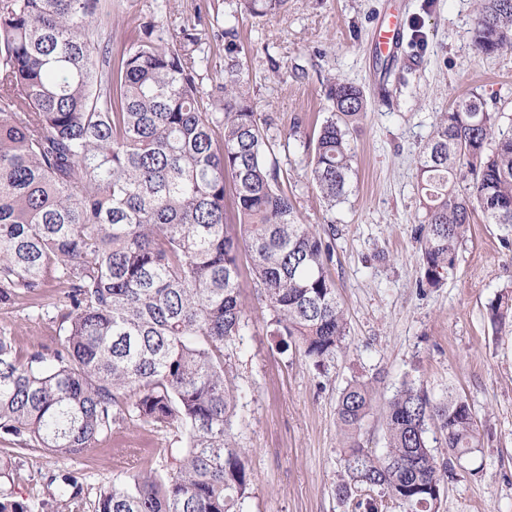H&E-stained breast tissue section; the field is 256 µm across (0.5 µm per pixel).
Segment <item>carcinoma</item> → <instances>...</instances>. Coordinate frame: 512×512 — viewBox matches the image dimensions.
<instances>
[{
  "instance_id": "carcinoma-1",
  "label": "carcinoma",
  "mask_w": 512,
  "mask_h": 512,
  "mask_svg": "<svg viewBox=\"0 0 512 512\" xmlns=\"http://www.w3.org/2000/svg\"><path fill=\"white\" fill-rule=\"evenodd\" d=\"M238 2L263 17L288 0ZM102 11V0H0V304L38 296L49 270L66 285L52 355L25 359L0 330V430L17 439L0 458V512L28 509L6 487L14 458L79 456L124 420L180 425L182 456L165 474L138 459L126 482L99 486L91 501L73 473L55 476L64 512H243L250 476L227 442L234 397L224 376V348L245 325L241 261L283 349L319 365L347 332L330 246L282 188L269 119L255 112L240 62L206 94L196 25L180 29L177 45L154 41L145 25L115 56ZM473 41L486 55L512 50V0H479ZM326 99L329 116L305 148L332 204L353 172L351 137L367 102L339 79ZM417 176L419 287L439 288L475 214L512 226V128L481 97L456 99L419 152ZM487 310L495 324L512 320V292ZM376 394L353 380L339 396L337 493L359 495L365 512H384L386 500L435 512L452 459L481 447L471 407L403 384L386 406L378 454L359 441ZM430 423L446 458L428 444Z\"/></svg>"
}]
</instances>
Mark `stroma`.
Wrapping results in <instances>:
<instances>
[{
    "instance_id": "1",
    "label": "stroma",
    "mask_w": 512,
    "mask_h": 512,
    "mask_svg": "<svg viewBox=\"0 0 512 512\" xmlns=\"http://www.w3.org/2000/svg\"><path fill=\"white\" fill-rule=\"evenodd\" d=\"M101 27L120 52L143 25L169 40L196 22L210 66L204 90L224 79L225 30L249 75L256 112L269 134L283 187L303 223L331 246L329 272L347 317L344 347L323 365L282 349L260 288L242 275L245 325L224 350L235 390L229 441L250 475L244 512H358L340 497L343 456L339 395L348 382L376 380L381 398L406 382L435 395L466 397L482 446L444 480L437 512H512V326H496L487 305L512 286V228L475 217L454 271L439 288L419 287L417 156L455 97L482 95L512 127V52L478 53L472 38L477 0H288L285 11L257 17L236 0H108ZM405 22L408 45L384 60L376 25L389 11ZM362 87L368 110L351 139L348 192L328 205L311 180L303 144L327 116L334 79ZM63 285L48 275L40 300L0 307L21 353L57 347L56 304ZM186 436L177 426L113 425L74 458L32 453L11 474L14 501L48 504L51 476L72 472L86 493L126 478L127 451L170 469Z\"/></svg>"
}]
</instances>
